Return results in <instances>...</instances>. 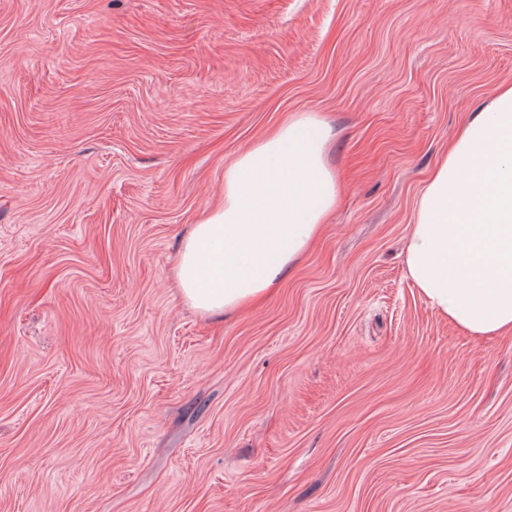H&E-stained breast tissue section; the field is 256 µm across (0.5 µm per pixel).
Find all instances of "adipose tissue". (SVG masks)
<instances>
[{
    "label": "adipose tissue",
    "instance_id": "ef3b65f1",
    "mask_svg": "<svg viewBox=\"0 0 512 512\" xmlns=\"http://www.w3.org/2000/svg\"><path fill=\"white\" fill-rule=\"evenodd\" d=\"M330 131L291 116L224 169V199L183 240L182 298L220 316L268 296L307 254L340 184ZM427 303L474 337L512 331V84L456 135L416 204L404 253Z\"/></svg>",
    "mask_w": 512,
    "mask_h": 512
}]
</instances>
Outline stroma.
Masks as SVG:
<instances>
[{
    "label": "stroma",
    "mask_w": 512,
    "mask_h": 512,
    "mask_svg": "<svg viewBox=\"0 0 512 512\" xmlns=\"http://www.w3.org/2000/svg\"><path fill=\"white\" fill-rule=\"evenodd\" d=\"M512 82V0H0V512H512V333L408 279ZM293 112L342 198L224 317L180 298L224 168Z\"/></svg>",
    "instance_id": "35a3bbf8"
}]
</instances>
